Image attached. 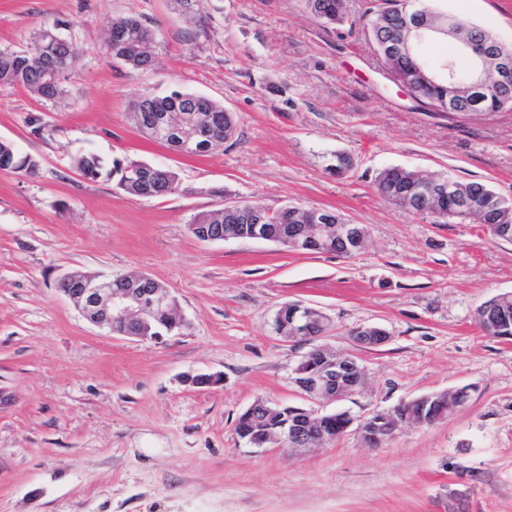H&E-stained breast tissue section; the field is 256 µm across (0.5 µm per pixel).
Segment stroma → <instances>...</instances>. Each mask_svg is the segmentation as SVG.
<instances>
[{"mask_svg": "<svg viewBox=\"0 0 512 512\" xmlns=\"http://www.w3.org/2000/svg\"><path fill=\"white\" fill-rule=\"evenodd\" d=\"M367 3L347 0L328 25L305 0H0V49L57 22L82 49L60 98L0 87V139L39 162L0 171V512H512V341L472 320L512 292V242L373 190L399 167L512 201V110L411 100L364 35ZM432 6L512 46V0ZM128 16L157 35L151 69L106 51L104 20ZM175 89L233 112V140L191 158L145 139L132 101ZM84 154L172 169L178 189L130 196L83 178ZM340 154L354 162L341 177ZM232 200L334 208L367 227V247L300 254L190 233ZM73 269L150 276L186 327L153 345L92 325L57 289ZM287 302L324 312V346L363 368L364 387L338 403L355 418L465 386L469 399L377 448L352 429L310 449L244 447L234 425L253 402H301L293 369L309 347L274 329ZM362 325L389 341L355 345ZM199 374L222 380L191 385Z\"/></svg>", "mask_w": 512, "mask_h": 512, "instance_id": "stroma-1", "label": "stroma"}]
</instances>
